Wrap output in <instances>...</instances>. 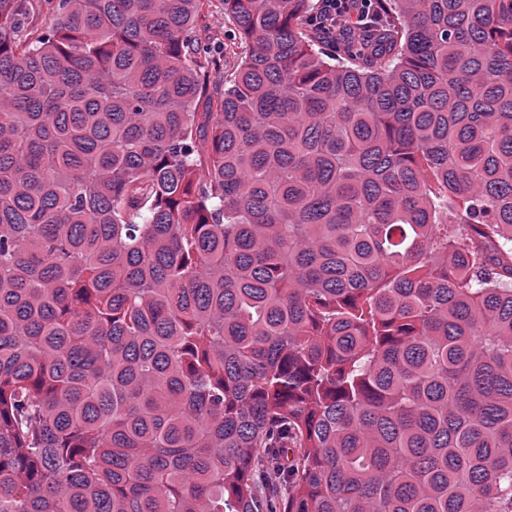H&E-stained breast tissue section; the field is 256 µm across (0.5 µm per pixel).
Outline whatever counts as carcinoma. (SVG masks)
I'll use <instances>...</instances> for the list:
<instances>
[{
	"label": "carcinoma",
	"instance_id": "carcinoma-1",
	"mask_svg": "<svg viewBox=\"0 0 512 512\" xmlns=\"http://www.w3.org/2000/svg\"><path fill=\"white\" fill-rule=\"evenodd\" d=\"M0 0V512H512V0ZM199 52L204 58H214L219 69L212 70V85L231 72L248 49L231 20L224 17V0H208L196 22ZM313 0L314 11L309 18L313 29L330 41L336 35L346 32L348 28L361 27L382 21L380 0ZM355 20V22H352Z\"/></svg>",
	"mask_w": 512,
	"mask_h": 512
}]
</instances>
